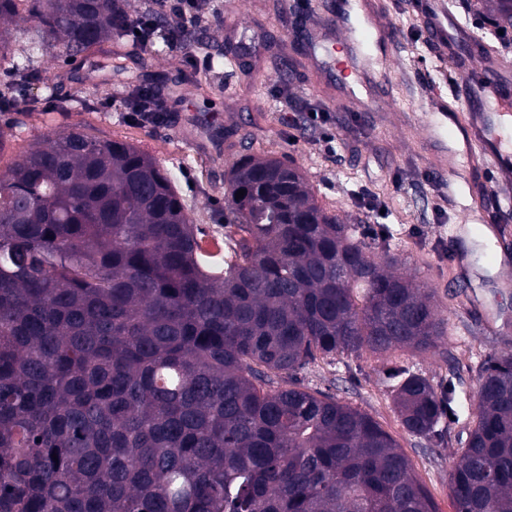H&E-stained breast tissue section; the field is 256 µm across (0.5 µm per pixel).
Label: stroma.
<instances>
[{
	"instance_id": "stroma-1",
	"label": "stroma",
	"mask_w": 512,
	"mask_h": 512,
	"mask_svg": "<svg viewBox=\"0 0 512 512\" xmlns=\"http://www.w3.org/2000/svg\"><path fill=\"white\" fill-rule=\"evenodd\" d=\"M341 2L297 0L290 9L286 0H214L181 49L160 43L142 49L127 38L108 41L91 52L92 60L107 65L94 74L62 53L41 55L33 62L39 80L24 93L38 99V109L0 112V128L12 131L0 149V171L36 139L63 131L129 141L171 172L204 247L222 243L227 257L234 228L224 222V190L231 164L242 155L292 160L318 200L341 220L361 231L387 225L385 245L401 273L434 291L448 321L439 352L343 355L309 367L301 378L305 387L334 395L378 422L409 459L438 512H455L448 474L457 445L407 434L383 373L407 365L450 385L457 412L450 431L466 427L487 356L512 353V287L505 285L512 266L497 264L512 241V221L500 226L491 247L481 246L477 177L465 169L451 180L436 170L439 160H461L463 144L440 128L424 138L417 82L448 87L454 72L435 53L412 0H383L393 19L389 49L399 77L394 86L378 89L380 106L371 112L338 77L330 34L297 33L300 16L314 9L335 12ZM293 40L298 46L291 54L287 46ZM214 55L241 59L244 72L235 76L232 91L224 89V73L190 62ZM147 85L159 87L168 103L166 127L141 125L106 107V100ZM302 112H324L328 120L317 129L289 125V115ZM199 114L220 118V154L202 145L194 123ZM331 135L332 151L326 142Z\"/></svg>"
}]
</instances>
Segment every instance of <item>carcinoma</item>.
Masks as SVG:
<instances>
[{
    "instance_id": "carcinoma-1",
    "label": "carcinoma",
    "mask_w": 512,
    "mask_h": 512,
    "mask_svg": "<svg viewBox=\"0 0 512 512\" xmlns=\"http://www.w3.org/2000/svg\"><path fill=\"white\" fill-rule=\"evenodd\" d=\"M470 7L512 32V0ZM129 21L127 0H0V61L28 83L34 55L85 57ZM225 200L239 251L214 271L173 176L130 142L58 133L0 175V512H437L387 431L298 378L435 351L433 294L290 161L237 159ZM385 382L414 437L454 415L408 368ZM474 406L456 512H512L511 353L488 356Z\"/></svg>"
}]
</instances>
